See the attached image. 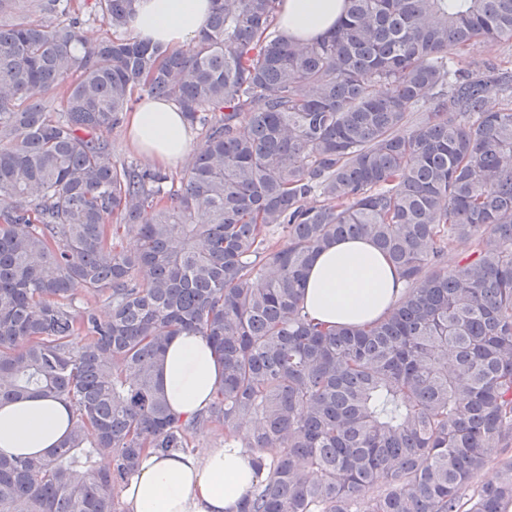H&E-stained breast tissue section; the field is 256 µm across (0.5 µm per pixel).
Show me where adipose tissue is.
<instances>
[{"label": "adipose tissue", "instance_id": "obj_1", "mask_svg": "<svg viewBox=\"0 0 512 512\" xmlns=\"http://www.w3.org/2000/svg\"><path fill=\"white\" fill-rule=\"evenodd\" d=\"M343 11L342 0H283L281 21L289 37L326 36ZM210 0H138L131 23L142 41L179 47L205 24ZM130 143L155 166L182 161L192 136L179 107L165 100L143 103L127 117ZM404 294L386 256L365 238L347 239L317 252L308 268L303 310L329 326H365L382 320ZM223 366L207 338L182 333L171 338L158 381L174 418L188 421L214 400ZM74 423L68 402L33 396L0 402V454L47 458ZM253 456L240 441L188 452L146 450L125 484L126 512H238L258 483Z\"/></svg>", "mask_w": 512, "mask_h": 512}]
</instances>
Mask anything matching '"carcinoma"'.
I'll list each match as a JSON object with an SVG mask.
<instances>
[{
	"label": "carcinoma",
	"mask_w": 512,
	"mask_h": 512,
	"mask_svg": "<svg viewBox=\"0 0 512 512\" xmlns=\"http://www.w3.org/2000/svg\"><path fill=\"white\" fill-rule=\"evenodd\" d=\"M136 2L95 0L112 34L89 45L69 0H0V401L75 415L51 457L0 456V512H123L145 450L240 422L262 477L238 512H512L511 457L478 482L512 447V71L456 55L511 44L512 0H344L303 45L282 0H212L186 48L132 36ZM145 97L205 131L178 180L112 159ZM344 238L404 282L371 326L301 306ZM185 331L224 376L181 423L157 373Z\"/></svg>",
	"instance_id": "obj_1"
}]
</instances>
